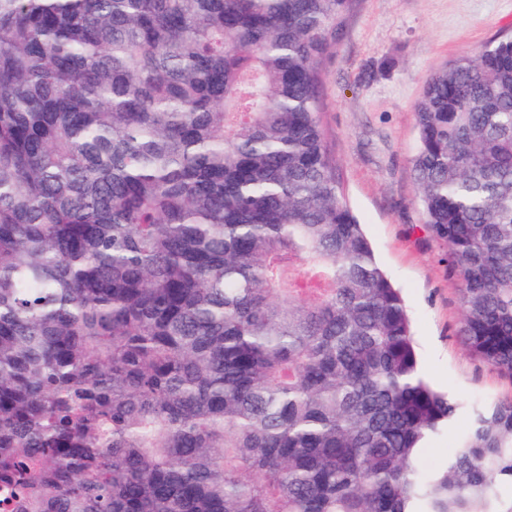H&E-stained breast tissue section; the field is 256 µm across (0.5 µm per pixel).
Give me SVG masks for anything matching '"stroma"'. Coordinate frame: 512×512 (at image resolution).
Listing matches in <instances>:
<instances>
[{
    "mask_svg": "<svg viewBox=\"0 0 512 512\" xmlns=\"http://www.w3.org/2000/svg\"><path fill=\"white\" fill-rule=\"evenodd\" d=\"M512 35V0H352L324 59L323 128L343 190L410 316L420 366L459 402L512 398L461 341L460 280L423 222L415 108L436 68Z\"/></svg>",
    "mask_w": 512,
    "mask_h": 512,
    "instance_id": "35a3bbf8",
    "label": "stroma"
}]
</instances>
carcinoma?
<instances>
[{
    "label": "carcinoma",
    "instance_id": "cac0c4a2",
    "mask_svg": "<svg viewBox=\"0 0 512 512\" xmlns=\"http://www.w3.org/2000/svg\"><path fill=\"white\" fill-rule=\"evenodd\" d=\"M349 2L0 0V512H512V400L423 375L324 136ZM416 128L460 337L511 374L512 38ZM460 430L459 426L451 427L427 441L425 446L428 449L421 457L424 470L437 471L446 464L447 448L458 437Z\"/></svg>",
    "mask_w": 512,
    "mask_h": 512
}]
</instances>
